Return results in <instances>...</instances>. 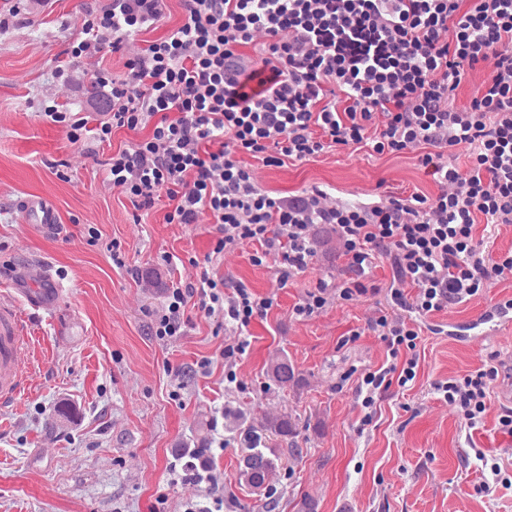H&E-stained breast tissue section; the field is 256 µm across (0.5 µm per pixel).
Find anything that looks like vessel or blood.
I'll return each mask as SVG.
<instances>
[{
  "label": "vessel or blood",
  "instance_id": "b4317fda",
  "mask_svg": "<svg viewBox=\"0 0 512 512\" xmlns=\"http://www.w3.org/2000/svg\"><path fill=\"white\" fill-rule=\"evenodd\" d=\"M512 325V312L500 309L486 311L473 322L474 337L494 335L501 327ZM29 338L23 319L14 305L0 303V401L15 399L25 388L27 375L19 356Z\"/></svg>",
  "mask_w": 512,
  "mask_h": 512
}]
</instances>
